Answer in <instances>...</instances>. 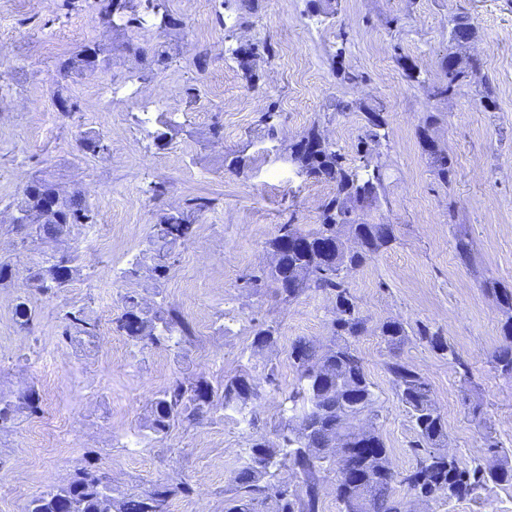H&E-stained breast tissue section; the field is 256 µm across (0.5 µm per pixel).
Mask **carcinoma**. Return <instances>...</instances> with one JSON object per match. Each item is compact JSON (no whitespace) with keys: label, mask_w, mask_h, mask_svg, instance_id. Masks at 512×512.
Here are the masks:
<instances>
[{"label":"carcinoma","mask_w":512,"mask_h":512,"mask_svg":"<svg viewBox=\"0 0 512 512\" xmlns=\"http://www.w3.org/2000/svg\"><path fill=\"white\" fill-rule=\"evenodd\" d=\"M99 20L111 27L117 21L123 28L140 29L146 26L163 27L170 14L169 0H95ZM451 33L463 38H476L469 20L459 16L453 20ZM115 46L97 43L83 46L74 56L59 62V72L65 76L83 75L98 69L99 56L110 54ZM444 79L434 86V95H454L463 82V71L448 72L442 67ZM387 118L379 107L365 113V130L360 138L359 164L352 167L340 151L327 145L316 152L295 158L301 173L336 183V195L323 205L318 227L304 231L290 218L278 225L277 231L297 234L301 243L297 249L282 250L275 263L254 277L269 279L277 285L280 295L291 300L308 290L319 291L335 302L337 313L329 323L327 343L299 339L291 345L290 359L297 373V385L285 398L288 417L282 423L278 444L264 437L253 440L247 461L237 471L234 482L239 495L227 512H264L267 502L275 504V512H319L320 492L317 474L331 472V461L325 450L339 437L348 436L364 412H373L376 398L363 360L352 339L366 332L367 319L362 315L351 293L348 278H339L334 270L324 268L313 272L302 284L295 283L298 263L320 256L329 265L347 264L357 270L366 265L384 247L395 239L392 224H360L358 233L363 248L353 254L332 252L336 225L349 222L346 201L358 192L362 207H371L380 201L383 189L381 167L364 164L367 146L380 143L386 137ZM80 150L98 155L108 149L105 137L88 131L81 138ZM438 179L447 184L454 173L449 155H441L432 163ZM59 190L43 178L31 179L13 202L15 210H24L36 217V223L24 228L25 237L43 244L60 241L70 235L73 227L94 223V213L80 191L57 199ZM211 206V200L198 196L188 199L185 206L168 212L153 227L147 255L158 279H165L171 270V254L177 244L189 240L194 233L192 217ZM77 254L51 255L47 265L28 269L26 280L30 290L48 295L54 289L69 285L77 272ZM123 311L116 318V330L129 340L169 349L190 343L194 330L190 322L175 306L162 302L145 308L133 294L123 296ZM15 320L22 330L33 324L29 298L14 308ZM62 336L70 341L98 336L97 318L83 307H73L63 315ZM504 343L491 357L492 367L506 376H512V316L502 326ZM414 335L432 350L448 357L459 369L464 386L475 385L473 374L461 359L453 344L440 329L420 322L412 328L399 321H386L381 326L384 341L392 348L400 346L405 338ZM397 397L413 425L416 439L411 448L416 456L415 469L404 478L408 490L423 500L479 498L497 486L512 487V463L500 456L501 446L492 437L486 438V452L497 457L499 465L492 469L480 460L461 461L457 455L441 451L447 438L445 421L434 399L427 377L415 366L393 357L386 363ZM257 396L247 377L240 375L225 383L213 385L200 377L176 378L155 393L150 406L147 428L154 434H166L175 426L188 428L199 424L205 415L222 402L224 406L243 407ZM41 411L39 395L34 390L13 401L0 396V425L20 413L29 416ZM303 477V485L290 489L289 479ZM395 472L391 462L380 467L363 466V482L350 486L336 483V499L341 512H406L403 502L393 492ZM192 486L182 482L174 487H156L141 494L122 499L112 496L108 476L95 464L79 469L63 486L52 488L29 502L27 512H65V503L75 506L74 512H168L170 499L177 495L189 496Z\"/></svg>","instance_id":"1"}]
</instances>
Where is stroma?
I'll return each mask as SVG.
<instances>
[{"instance_id":"1","label":"stroma","mask_w":512,"mask_h":512,"mask_svg":"<svg viewBox=\"0 0 512 512\" xmlns=\"http://www.w3.org/2000/svg\"><path fill=\"white\" fill-rule=\"evenodd\" d=\"M92 3L0 0V260L23 270L51 252L79 255L67 288L31 297V330H20L14 317L25 277L0 286V394L15 400L33 389L42 407L38 416L0 426V512H27L34 495L66 484L89 460L111 479L115 498L183 481L194 494L172 498L169 512H225L253 439L279 438L282 403L297 383L292 343L324 340L334 307L312 290L287 302L274 283L250 279L269 262L278 224L316 228L336 192L335 182L302 174L288 147L316 126L356 162L366 105H382L388 136L374 152L384 174L381 201L358 218L394 225L397 236L349 279L367 319L353 344L378 396L373 422L395 470L408 473L415 433L385 369L396 355L430 380L447 448L465 461L487 457L483 431L466 413L469 396L482 402L493 437L512 455V377L489 364L506 315L487 290L512 289V0H335L329 14L313 12L308 0H257L246 19L234 0H170L184 25L166 31L105 28ZM458 14L477 31L466 53L480 65L444 100L433 88L454 50L450 21ZM94 42L118 49L94 75L60 78L59 61ZM125 42L134 51L122 50ZM255 42L270 43L274 53L256 57L250 85L231 51ZM161 50L168 62L146 69V58ZM400 54L416 63L418 80H407ZM342 68L359 81L341 82ZM487 82L496 99L489 109L480 102ZM191 85L198 89L192 99L185 93ZM64 98L76 112H63ZM337 98L352 109L334 112ZM272 102L278 117L270 137L261 115ZM430 114L432 137L454 161L447 184L420 143ZM89 130L104 134L108 152L80 151ZM237 156L245 168L232 167ZM35 176L65 193L84 191L94 223L51 248L22 241L9 205ZM157 183L164 195H154ZM194 196L215 205L176 246L168 277L156 280L144 256L152 227ZM461 232L474 244L467 265L455 252ZM128 293L148 306L178 307L195 328L193 342L155 348L118 333L114 320ZM73 307L99 319L93 343L62 339L63 314ZM388 320L439 327L478 389L464 394L454 365L416 337L390 350L380 334ZM267 326L275 342L255 348V331ZM239 375L259 391L248 411L219 405L195 428L162 437L146 428L154 392L173 378L217 384ZM394 493L409 512H512L510 487L449 502L415 500L402 483Z\"/></svg>"}]
</instances>
